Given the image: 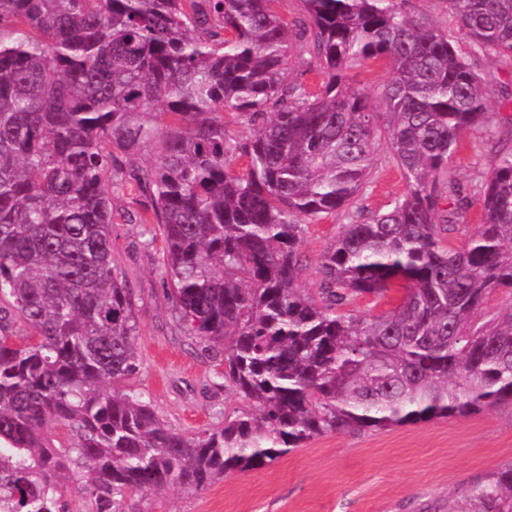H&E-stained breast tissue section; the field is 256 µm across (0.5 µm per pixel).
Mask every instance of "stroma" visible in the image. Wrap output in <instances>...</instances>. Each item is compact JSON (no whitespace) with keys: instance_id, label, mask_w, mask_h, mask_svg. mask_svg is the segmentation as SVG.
Listing matches in <instances>:
<instances>
[{"instance_id":"1","label":"stroma","mask_w":512,"mask_h":512,"mask_svg":"<svg viewBox=\"0 0 512 512\" xmlns=\"http://www.w3.org/2000/svg\"><path fill=\"white\" fill-rule=\"evenodd\" d=\"M458 48L481 77L489 96L490 127L463 137L450 176L468 192L472 206L448 236L460 245L480 219L481 186L490 167L489 137L512 145V58ZM390 72L383 61L347 71L374 111L385 109ZM406 191L400 169L378 158L357 201L364 212L384 210ZM150 203L130 182L112 188V256L132 293L140 370L131 387L150 397L175 431L194 434L221 424L243 401L224 386V365L181 330L167 289L159 231L135 223ZM340 223H310L301 252L307 260L304 287H314L322 250ZM512 461V409L497 407L463 418L435 419L379 432L327 434L262 469L234 473L203 491L177 485L160 495V512H448L458 489Z\"/></svg>"}]
</instances>
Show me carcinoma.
<instances>
[{
    "label": "carcinoma",
    "mask_w": 512,
    "mask_h": 512,
    "mask_svg": "<svg viewBox=\"0 0 512 512\" xmlns=\"http://www.w3.org/2000/svg\"><path fill=\"white\" fill-rule=\"evenodd\" d=\"M270 2L0 0V512H154L170 485L205 490L324 434L512 405V147L494 150L474 232L443 240L471 206L448 165L488 125L479 76L394 0H301L294 34ZM448 6L478 49L512 56V0ZM292 55L319 91L288 78ZM368 60L390 69L383 114L343 76ZM226 112L250 136L230 138ZM381 150L408 189L360 221ZM127 177L179 322L247 402L197 434L117 388L140 367L112 258L110 189ZM336 214L348 223L305 288V220ZM398 282L394 307L345 312ZM448 512H512V463Z\"/></svg>",
    "instance_id": "carcinoma-1"
}]
</instances>
